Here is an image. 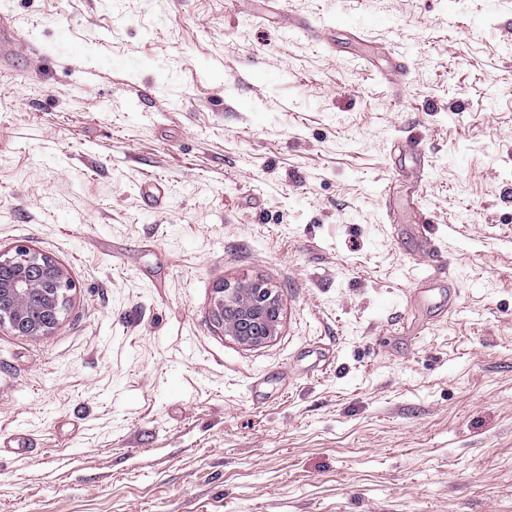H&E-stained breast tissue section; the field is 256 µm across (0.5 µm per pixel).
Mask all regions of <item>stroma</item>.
<instances>
[{
	"label": "stroma",
	"mask_w": 512,
	"mask_h": 512,
	"mask_svg": "<svg viewBox=\"0 0 512 512\" xmlns=\"http://www.w3.org/2000/svg\"><path fill=\"white\" fill-rule=\"evenodd\" d=\"M1 13L0 253L74 289L0 329V512H512V0ZM245 279L282 304L256 348L211 316Z\"/></svg>",
	"instance_id": "obj_1"
}]
</instances>
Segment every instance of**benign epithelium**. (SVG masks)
Segmentation results:
<instances>
[{
    "label": "benign epithelium",
    "instance_id": "1",
    "mask_svg": "<svg viewBox=\"0 0 512 512\" xmlns=\"http://www.w3.org/2000/svg\"><path fill=\"white\" fill-rule=\"evenodd\" d=\"M0 266L15 275L0 277V327L17 336H45L59 323L73 283L52 258L27 245L15 247ZM279 294L262 281L239 282L217 289L213 320L240 345L261 347L278 335L281 323Z\"/></svg>",
    "mask_w": 512,
    "mask_h": 512
}]
</instances>
